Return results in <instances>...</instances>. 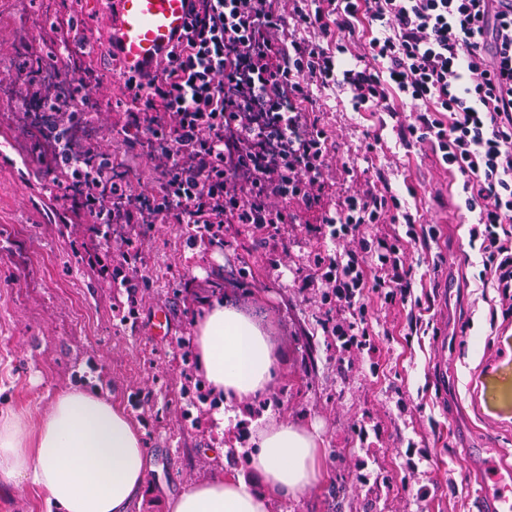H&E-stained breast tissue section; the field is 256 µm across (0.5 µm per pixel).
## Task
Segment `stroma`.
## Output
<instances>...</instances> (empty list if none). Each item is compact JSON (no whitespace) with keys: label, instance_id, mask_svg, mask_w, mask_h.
I'll return each instance as SVG.
<instances>
[{"label":"stroma","instance_id":"1","mask_svg":"<svg viewBox=\"0 0 512 512\" xmlns=\"http://www.w3.org/2000/svg\"><path fill=\"white\" fill-rule=\"evenodd\" d=\"M54 0H0V40L16 44L0 56V73L17 81L0 91V127H9L19 152L42 181L47 152L21 93L35 70L70 64L77 51L45 39L36 54L24 47L28 18L47 15ZM335 111L338 149L369 172L383 171L394 193L416 191L441 217L435 239L409 252L408 262L433 302L431 325L410 334L400 325L355 366L336 361V340L323 331V313L288 267L272 269L269 248L247 227L224 229V245H189L191 231L168 224L147 231L138 266L149 281L136 326L121 322L125 291L102 281L80 259L90 226L47 221L39 194L18 190L11 167L0 166V399L37 415L65 386L100 390L140 425L150 455L141 497L130 512H166L188 485L244 468L252 429L272 418L316 428L324 439L323 476L312 488L274 499L273 512H328L337 498L363 499L360 483L336 481L344 465L362 458L368 473L391 475L378 512H474L476 470L464 468L467 448L512 449V400H492L491 385L512 388V338L489 333V301L477 248L469 242V213L430 161L406 152L392 130L385 150L365 149L369 124L347 95L325 91ZM228 298L256 314L287 358L273 385L245 410L236 426L217 433L221 400L190 401L177 338H191L197 299ZM167 314L166 331L154 318ZM378 372H371V363Z\"/></svg>","mask_w":512,"mask_h":512}]
</instances>
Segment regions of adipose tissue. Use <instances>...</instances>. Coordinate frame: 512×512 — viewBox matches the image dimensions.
Listing matches in <instances>:
<instances>
[{
  "label": "adipose tissue",
  "instance_id": "1",
  "mask_svg": "<svg viewBox=\"0 0 512 512\" xmlns=\"http://www.w3.org/2000/svg\"><path fill=\"white\" fill-rule=\"evenodd\" d=\"M197 367L215 394L237 407L267 392L286 357L254 315L206 299L194 320ZM317 430L276 419L254 428L247 470L195 482L169 512H272V501L321 478ZM148 465L138 424L111 398L72 387L37 418L0 408V484L30 485L54 512H129Z\"/></svg>",
  "mask_w": 512,
  "mask_h": 512
}]
</instances>
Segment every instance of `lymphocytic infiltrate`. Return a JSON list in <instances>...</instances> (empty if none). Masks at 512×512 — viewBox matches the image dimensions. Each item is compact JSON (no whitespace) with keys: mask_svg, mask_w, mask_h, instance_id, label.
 I'll return each instance as SVG.
<instances>
[{"mask_svg":"<svg viewBox=\"0 0 512 512\" xmlns=\"http://www.w3.org/2000/svg\"><path fill=\"white\" fill-rule=\"evenodd\" d=\"M190 18L151 79L123 81L119 125L153 140V185L124 181L111 144L75 142L95 113L40 95L62 200L78 198L99 234L130 230L112 282L131 295L143 285L128 260L143 226L188 224L208 241L245 224L276 249L281 226L306 216L336 244L310 254L302 277L320 283L325 331L349 358L376 351L374 322L414 295L406 248L435 227L428 208L404 210L383 173L335 152L316 105L338 88L461 188L480 277L497 293L490 332H512V0H192Z\"/></svg>","mask_w":512,"mask_h":512,"instance_id":"obj_1","label":"lymphocytic infiltrate"}]
</instances>
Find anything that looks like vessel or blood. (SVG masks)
<instances>
[{
  "mask_svg": "<svg viewBox=\"0 0 512 512\" xmlns=\"http://www.w3.org/2000/svg\"><path fill=\"white\" fill-rule=\"evenodd\" d=\"M190 0H103L108 24L99 35L81 33L83 45L111 48L119 71L138 76L154 72L161 56L188 28ZM482 481L476 512H512V469L506 467L512 450H477Z\"/></svg>",
  "mask_w": 512,
  "mask_h": 512,
  "instance_id": "obj_1",
  "label": "vessel or blood"
}]
</instances>
